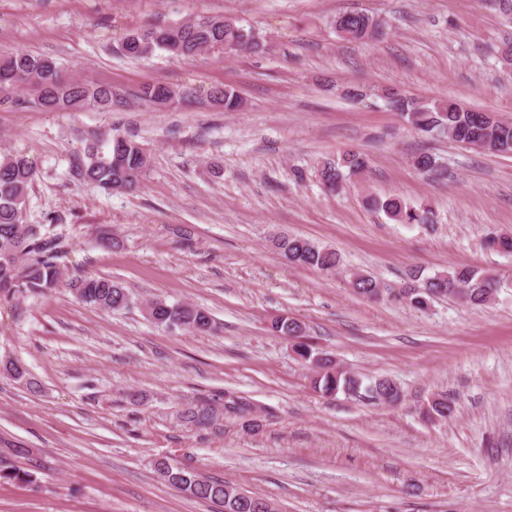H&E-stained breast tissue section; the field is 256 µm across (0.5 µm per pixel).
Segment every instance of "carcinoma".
Returning a JSON list of instances; mask_svg holds the SVG:
<instances>
[{
    "label": "carcinoma",
    "mask_w": 512,
    "mask_h": 512,
    "mask_svg": "<svg viewBox=\"0 0 512 512\" xmlns=\"http://www.w3.org/2000/svg\"><path fill=\"white\" fill-rule=\"evenodd\" d=\"M381 22L363 13H347L336 18L337 34L348 41L373 38L380 34ZM233 44L240 52L261 48L260 37L222 18L204 17L166 28L135 30L121 41L119 51L131 58H142L157 50L172 56L190 58L210 49ZM33 83L38 88L34 104L45 111L78 112L89 106L105 112L112 109V87H88L75 79L65 80L55 60L27 51H17L0 57V88L18 87ZM162 90L174 97L183 96L180 90L163 83L146 84L139 98L149 104ZM390 106L420 132L445 136L448 140L468 146L480 153H512V122L503 121L491 112L470 110L453 99L427 101L404 98L391 89L382 92ZM214 106L226 112L242 109L243 100L229 86L210 95ZM150 157L139 142L126 136L114 135L104 145L86 147L84 158L77 165L78 175L105 190L132 191L139 187L149 167ZM366 170V160L357 153H346L335 162L325 163L318 171L319 180L329 189L339 188L347 178ZM37 176L33 161L19 153L0 157V299L17 300L28 295L45 294L60 286L63 277L58 260L62 257L61 237L42 232L40 224L24 223L29 189ZM393 221L400 224H432L434 212L427 206H413L399 196L379 203ZM487 248L512 253V236H490ZM276 248L290 265L309 267L327 275L340 266L338 253L311 239L282 236ZM348 285L360 296L378 297L380 283L362 271L350 273ZM68 286L85 304L105 310H120L129 306L130 297L118 283L104 277H79ZM498 282L474 268L453 267L423 275L416 270L412 283L400 288L403 303L419 311L437 298L447 297L471 306L491 303L497 294ZM152 308L153 323L164 328L183 329L197 334L217 332L210 314L189 303L169 304L163 299L147 302ZM272 330L288 337L301 359L314 368L313 383L329 397L339 393L369 403H393L400 399L399 387L387 377L366 379L345 370L329 355L317 352L304 341L305 325L293 318L281 317L272 323ZM456 412L453 399L443 393L433 394L420 408V414L435 423H445ZM186 419L205 427L214 418V409L205 404L186 410ZM161 476L188 496L216 504L224 512H253L255 496L235 485L201 473L158 463ZM21 484L32 482V474L20 468L0 469V480Z\"/></svg>",
    "instance_id": "cac0c4a2"
}]
</instances>
